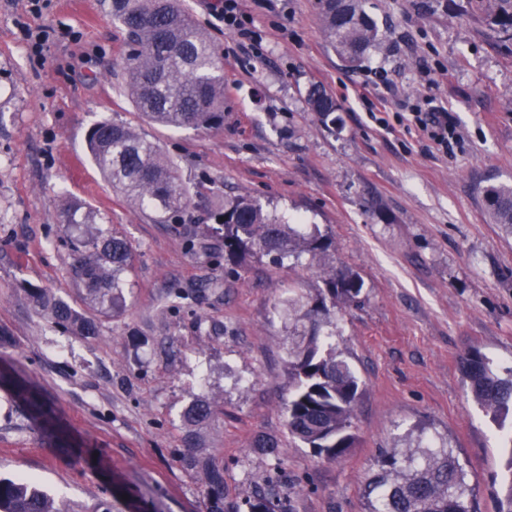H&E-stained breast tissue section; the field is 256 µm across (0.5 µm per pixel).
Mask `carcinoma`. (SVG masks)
I'll use <instances>...</instances> for the list:
<instances>
[{
	"mask_svg": "<svg viewBox=\"0 0 512 512\" xmlns=\"http://www.w3.org/2000/svg\"><path fill=\"white\" fill-rule=\"evenodd\" d=\"M493 36L512 40V0H467ZM112 18L126 34L128 57L125 89L137 111L150 122L168 127L214 130L224 124V72L207 34L199 29L179 0H112ZM320 21L329 42L351 66L360 63L378 43V28L363 0H320ZM310 111L325 125L335 124L336 100L319 88L307 96ZM93 161L112 188L131 203L149 207L159 221L188 205L187 189L172 163L155 143L124 123L95 124L87 137ZM493 223L512 232V186L485 190ZM217 232L224 239V257L239 264L248 257H268L276 265L302 255L327 252L332 241L318 230L303 233L283 224L263 205L240 196L217 207ZM60 221L79 224L80 239L72 267L74 281L94 307L120 312L124 275L131 250L117 233L104 235L78 202L66 204ZM323 288L311 297L295 295L285 306L288 317L305 323L299 339L288 341L289 434L327 460L342 457L352 444L354 408L360 381L336 352V308L354 305L362 294L361 276L347 268L322 271ZM41 310L57 326L80 336L98 334L93 316L45 293L35 294ZM469 391L481 409L497 419L512 410V369L502 376L477 351L463 358ZM0 381L11 377L0 374ZM13 382V381H11ZM30 415L48 428L55 425L51 408L26 384L13 382ZM212 402L201 396L184 412L192 427L209 418ZM184 466L204 472L207 512H224V468L198 456ZM377 473L367 482L366 512H477V490L469 482L454 449L420 444L400 452L391 449L377 459ZM244 504L248 512H291L284 498L254 491ZM0 512H67L66 505L23 479L0 478Z\"/></svg>",
	"mask_w": 512,
	"mask_h": 512,
	"instance_id": "cac0c4a2",
	"label": "carcinoma"
}]
</instances>
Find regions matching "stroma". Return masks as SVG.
Listing matches in <instances>:
<instances>
[{
  "label": "stroma",
  "instance_id": "1",
  "mask_svg": "<svg viewBox=\"0 0 512 512\" xmlns=\"http://www.w3.org/2000/svg\"><path fill=\"white\" fill-rule=\"evenodd\" d=\"M111 0H0V366L53 403L59 451L0 388V477L25 476L69 512H206L187 452L224 466V512L276 487L293 512H364L379 453L447 441L478 487L480 512L512 473L501 433L461 368L478 351L512 368V234L491 223L487 187L512 185V43L490 36L466 0H363L381 44L348 66L324 35L318 0H243L260 49L225 32L215 0H182L224 70V125L144 121L124 87L125 32ZM47 30L35 55L21 30ZM318 86L340 104L328 130L306 104ZM442 110L458 139L441 150L411 127ZM135 128L174 161L189 203L162 223L113 190L88 155L101 120ZM248 195L333 242L285 267L224 264L213 203ZM82 201L132 251L121 313L97 336L53 324L44 292L80 311L76 240L59 212ZM364 281L339 311L336 348L361 381L353 448L327 461L288 434L289 290L315 295L321 270ZM215 414L186 446L185 409ZM266 439L275 451L257 447Z\"/></svg>",
  "mask_w": 512,
  "mask_h": 512
}]
</instances>
